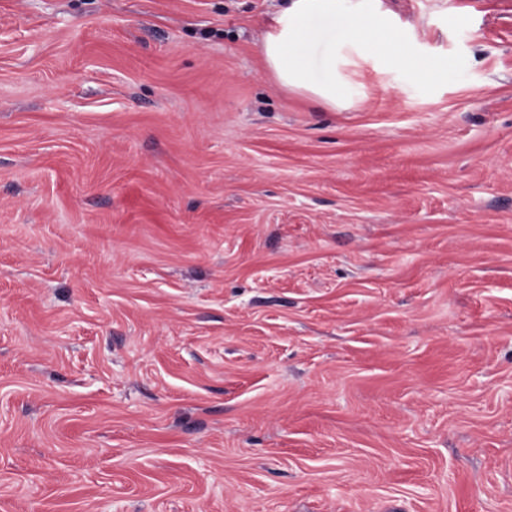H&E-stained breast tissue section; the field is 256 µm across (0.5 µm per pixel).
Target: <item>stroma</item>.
Masks as SVG:
<instances>
[{
	"label": "stroma",
	"instance_id": "obj_1",
	"mask_svg": "<svg viewBox=\"0 0 512 512\" xmlns=\"http://www.w3.org/2000/svg\"><path fill=\"white\" fill-rule=\"evenodd\" d=\"M342 0L447 67L332 109L285 0H0V512H512V0Z\"/></svg>",
	"mask_w": 512,
	"mask_h": 512
}]
</instances>
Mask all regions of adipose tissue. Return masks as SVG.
<instances>
[{
  "label": "adipose tissue",
  "mask_w": 512,
  "mask_h": 512,
  "mask_svg": "<svg viewBox=\"0 0 512 512\" xmlns=\"http://www.w3.org/2000/svg\"><path fill=\"white\" fill-rule=\"evenodd\" d=\"M338 0H291L276 21L275 27L257 45L256 52L269 71L284 87L307 92L329 106L344 102L346 81L341 66L347 58L366 59L382 56L387 67L407 69L421 74L436 65L416 59L396 46L397 34L384 18L370 11L345 15L343 41L336 50L321 56L319 68L323 79H313L307 68L316 32L312 19L335 20Z\"/></svg>",
  "instance_id": "ef3b65f1"
}]
</instances>
